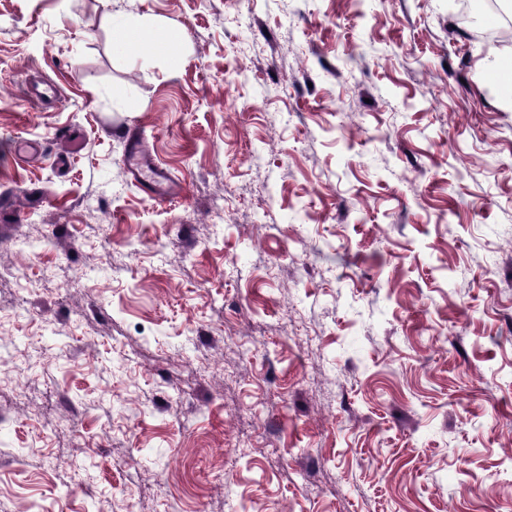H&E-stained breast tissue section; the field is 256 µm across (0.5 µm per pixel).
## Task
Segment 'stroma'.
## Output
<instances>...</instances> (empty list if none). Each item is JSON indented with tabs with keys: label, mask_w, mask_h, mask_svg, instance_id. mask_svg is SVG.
I'll use <instances>...</instances> for the list:
<instances>
[{
	"label": "stroma",
	"mask_w": 512,
	"mask_h": 512,
	"mask_svg": "<svg viewBox=\"0 0 512 512\" xmlns=\"http://www.w3.org/2000/svg\"><path fill=\"white\" fill-rule=\"evenodd\" d=\"M454 3L0 0V512H512V47ZM127 164L143 191L154 200H161L173 190L175 179L171 173L152 161L142 151L138 140L129 141Z\"/></svg>",
	"instance_id": "obj_1"
}]
</instances>
